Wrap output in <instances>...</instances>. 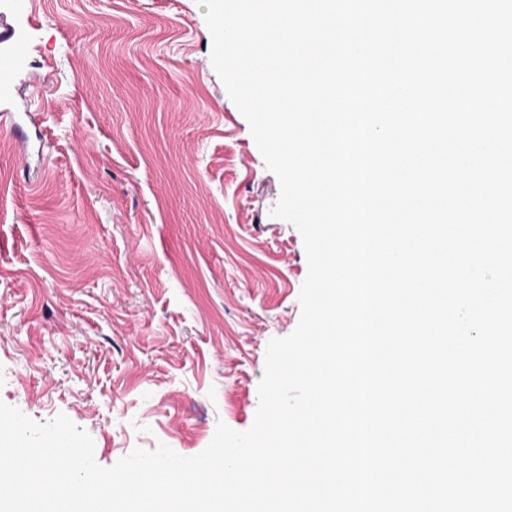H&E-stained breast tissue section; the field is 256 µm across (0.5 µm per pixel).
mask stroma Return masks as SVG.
I'll use <instances>...</instances> for the list:
<instances>
[{
  "instance_id": "1",
  "label": "stroma",
  "mask_w": 512,
  "mask_h": 512,
  "mask_svg": "<svg viewBox=\"0 0 512 512\" xmlns=\"http://www.w3.org/2000/svg\"><path fill=\"white\" fill-rule=\"evenodd\" d=\"M0 99V401L113 466L250 428L308 265L197 0H32ZM28 140L20 166L14 128Z\"/></svg>"
}]
</instances>
